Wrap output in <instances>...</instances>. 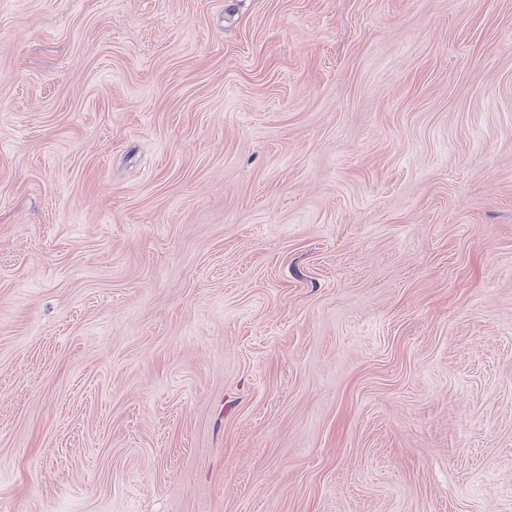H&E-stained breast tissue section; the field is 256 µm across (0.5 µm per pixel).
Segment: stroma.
<instances>
[{
	"label": "stroma",
	"instance_id": "35a3bbf8",
	"mask_svg": "<svg viewBox=\"0 0 512 512\" xmlns=\"http://www.w3.org/2000/svg\"><path fill=\"white\" fill-rule=\"evenodd\" d=\"M0 512H512V0H0Z\"/></svg>",
	"mask_w": 512,
	"mask_h": 512
}]
</instances>
